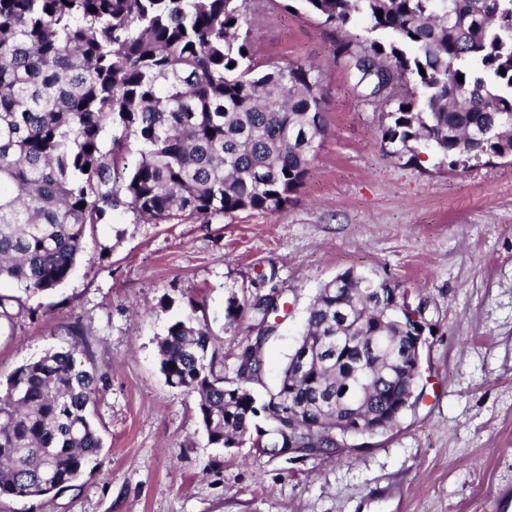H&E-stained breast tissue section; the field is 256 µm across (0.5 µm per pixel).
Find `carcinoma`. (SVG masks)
I'll return each mask as SVG.
<instances>
[{
	"label": "carcinoma",
	"mask_w": 512,
	"mask_h": 512,
	"mask_svg": "<svg viewBox=\"0 0 512 512\" xmlns=\"http://www.w3.org/2000/svg\"><path fill=\"white\" fill-rule=\"evenodd\" d=\"M299 2L339 29L363 16L369 31L392 35L337 48L367 98H389L388 88L413 78L383 140L422 141L450 166L512 158V0ZM247 4L0 0V284L55 289L119 207L155 224H207L293 202L326 132L327 93L311 64L253 62ZM132 145L139 159L130 168ZM336 279L309 308V375L288 362L262 404L248 384L263 371L280 293L227 299V324L249 315L257 329L238 357L236 396L189 299L191 314L168 327L158 355L165 381L198 395L209 444L251 438L259 412L297 422L292 435L267 433L272 458L290 443L336 452L331 436L344 413L401 422L412 381L390 365L394 349L407 357L406 291L352 269ZM22 313L19 298L0 294V324ZM87 360L77 341L17 367L0 389V499L62 492L102 448L91 410L101 378Z\"/></svg>",
	"instance_id": "1"
}]
</instances>
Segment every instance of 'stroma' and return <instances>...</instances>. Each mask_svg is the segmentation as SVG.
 Masks as SVG:
<instances>
[{
  "instance_id": "1",
  "label": "stroma",
  "mask_w": 512,
  "mask_h": 512,
  "mask_svg": "<svg viewBox=\"0 0 512 512\" xmlns=\"http://www.w3.org/2000/svg\"><path fill=\"white\" fill-rule=\"evenodd\" d=\"M253 59L320 65L327 132L294 201L204 224H152L117 209L98 225L55 290L7 282L35 319L0 328V380L80 328L106 381L94 418L95 462L74 486L0 501V512H512V159L456 167L421 142L382 139L394 102L363 97L338 32L295 0H253ZM348 269L399 282L423 302L422 395L394 430L340 454L270 458L251 443L209 445L196 394L170 387L158 342L189 299L224 354L255 336L251 318L224 322L228 297L278 290L285 302L264 346L267 401L304 330L319 288Z\"/></svg>"
}]
</instances>
